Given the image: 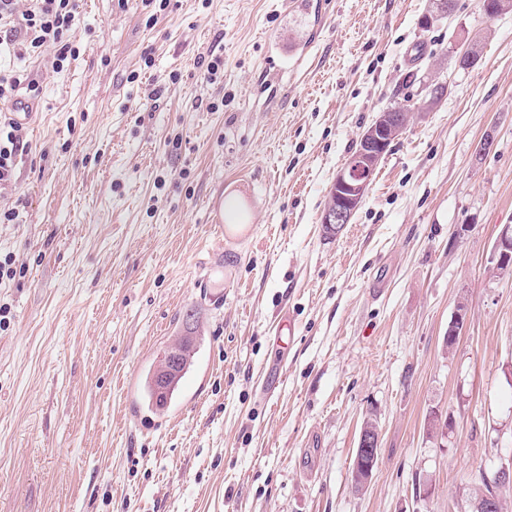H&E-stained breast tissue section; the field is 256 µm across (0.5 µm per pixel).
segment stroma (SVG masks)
Here are the masks:
<instances>
[{
	"label": "stroma",
	"instance_id": "1",
	"mask_svg": "<svg viewBox=\"0 0 512 512\" xmlns=\"http://www.w3.org/2000/svg\"><path fill=\"white\" fill-rule=\"evenodd\" d=\"M431 8L170 0L151 24L141 0H81L63 69L0 50L37 85L0 184L18 213L0 223L18 269L0 282V512H475L480 475L512 464V275L492 262L512 225V11L457 0L423 26ZM401 103L407 129L326 236L337 172ZM235 191L249 229L221 240L207 205ZM188 333L197 368L153 415L144 371ZM370 417L379 463L357 490Z\"/></svg>",
	"mask_w": 512,
	"mask_h": 512
}]
</instances>
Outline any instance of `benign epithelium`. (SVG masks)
Segmentation results:
<instances>
[{"label": "benign epithelium", "instance_id": "benign-epithelium-1", "mask_svg": "<svg viewBox=\"0 0 512 512\" xmlns=\"http://www.w3.org/2000/svg\"><path fill=\"white\" fill-rule=\"evenodd\" d=\"M408 123L409 113L400 106L392 107L378 113L362 133L357 152L348 158L336 174L329 201L322 211L320 224L326 235H337L350 223L367 193L372 176L385 155L389 142L398 138ZM493 261L497 268H512V226L509 224L504 225L497 236ZM465 321L466 313L461 309L448 325V335L445 337L447 347H453ZM182 345L183 342L179 341L170 348L156 378L159 385H164L165 374L176 368ZM378 448L379 432L367 426L363 427L351 468L355 485L362 487L370 479Z\"/></svg>", "mask_w": 512, "mask_h": 512}]
</instances>
